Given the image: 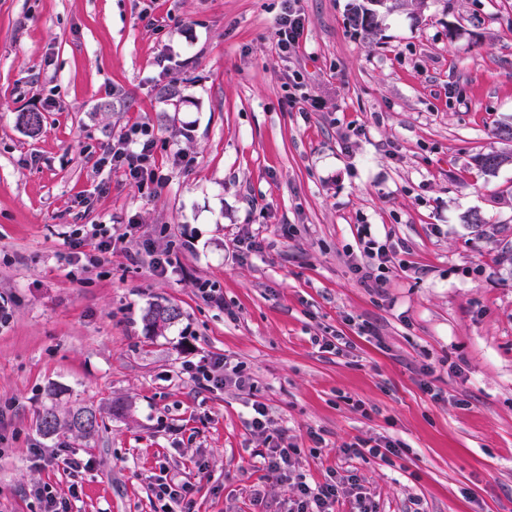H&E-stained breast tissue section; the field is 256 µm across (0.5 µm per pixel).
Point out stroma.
<instances>
[{"label":"stroma","mask_w":512,"mask_h":512,"mask_svg":"<svg viewBox=\"0 0 512 512\" xmlns=\"http://www.w3.org/2000/svg\"><path fill=\"white\" fill-rule=\"evenodd\" d=\"M355 2L298 0L284 58L283 0H0V512H40L35 484L71 512H162L166 476L196 512H286L294 483L248 454L268 445L255 400L309 483L357 474L377 512H512V258L465 221L512 226V164L474 162L512 124V0L382 7L371 42ZM295 73L318 109L289 106ZM136 123L156 135L152 194L94 168ZM85 224L111 227L112 254L77 273L62 233ZM247 235L262 251L236 248ZM367 235L397 252L382 288L359 273ZM155 302L181 310L157 333ZM216 357L253 389H196L186 365ZM80 404L105 420L94 440L38 432ZM390 440L399 455L342 451ZM348 21L353 28L360 30L364 38L373 40L376 37L378 22L375 10L363 5H354L350 9ZM277 41L276 51L281 56H288L294 49L304 33V18L300 13L289 6L277 17L275 21Z\"/></svg>","instance_id":"35a3bbf8"}]
</instances>
